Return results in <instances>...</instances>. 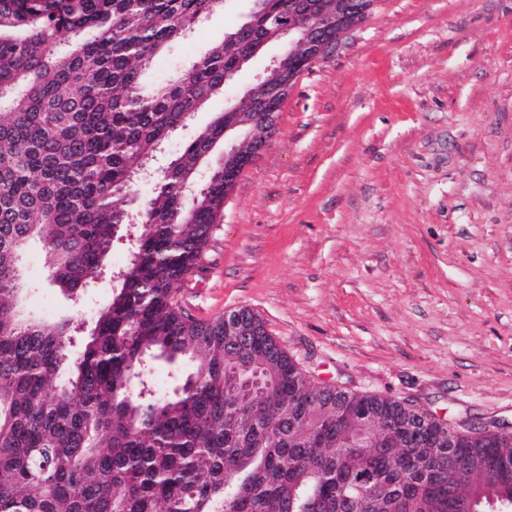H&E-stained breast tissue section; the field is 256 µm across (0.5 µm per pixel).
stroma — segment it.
<instances>
[{
	"mask_svg": "<svg viewBox=\"0 0 512 512\" xmlns=\"http://www.w3.org/2000/svg\"><path fill=\"white\" fill-rule=\"evenodd\" d=\"M254 0H224L146 87L178 75ZM269 45L165 144L197 128L279 54ZM179 297L209 320L251 309L324 385L419 406L457 428L512 424V0H375L312 61L224 202ZM22 313L91 323L114 282L68 296L42 251Z\"/></svg>",
	"mask_w": 512,
	"mask_h": 512,
	"instance_id": "obj_1",
	"label": "stroma"
}]
</instances>
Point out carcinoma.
I'll use <instances>...</instances> for the list:
<instances>
[{
  "instance_id": "1",
  "label": "carcinoma",
  "mask_w": 512,
  "mask_h": 512,
  "mask_svg": "<svg viewBox=\"0 0 512 512\" xmlns=\"http://www.w3.org/2000/svg\"><path fill=\"white\" fill-rule=\"evenodd\" d=\"M223 0H0V512H490L512 488V437L464 425L448 468V423L378 395L318 385L243 308L244 356L273 365L249 393L224 387V319L188 315L174 295L202 256L224 207L218 167L224 112L196 132L154 186L135 261L89 333L70 320L18 316L22 257L37 243L51 282L83 290L128 223L135 170L175 128L224 90L237 54L288 17L268 0L236 48L216 44L178 78L142 90L148 65ZM177 373L153 389L146 357ZM317 391L333 406H315ZM345 437L336 442V406ZM374 416L387 446L366 448L358 419ZM399 419L422 433L407 446ZM454 490L449 495L448 490Z\"/></svg>"
}]
</instances>
